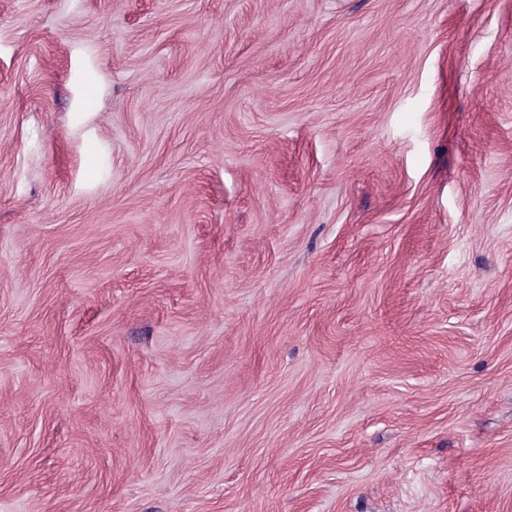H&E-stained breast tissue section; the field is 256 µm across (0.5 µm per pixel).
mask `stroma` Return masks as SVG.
<instances>
[{"instance_id": "1", "label": "stroma", "mask_w": 512, "mask_h": 512, "mask_svg": "<svg viewBox=\"0 0 512 512\" xmlns=\"http://www.w3.org/2000/svg\"><path fill=\"white\" fill-rule=\"evenodd\" d=\"M0 512H512V0H0Z\"/></svg>"}]
</instances>
